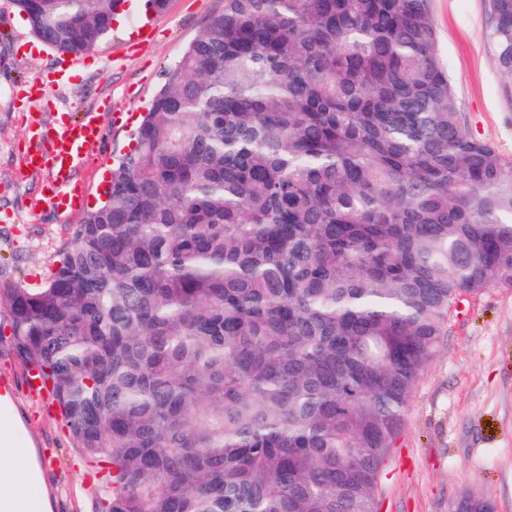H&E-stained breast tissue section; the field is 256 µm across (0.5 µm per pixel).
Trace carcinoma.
Returning a JSON list of instances; mask_svg holds the SVG:
<instances>
[{"label": "carcinoma", "mask_w": 512, "mask_h": 512, "mask_svg": "<svg viewBox=\"0 0 512 512\" xmlns=\"http://www.w3.org/2000/svg\"><path fill=\"white\" fill-rule=\"evenodd\" d=\"M14 2L81 55L120 0ZM164 79L45 281L0 289L18 356L98 512H378L453 304L512 288V162L463 127L429 0H224Z\"/></svg>", "instance_id": "obj_1"}]
</instances>
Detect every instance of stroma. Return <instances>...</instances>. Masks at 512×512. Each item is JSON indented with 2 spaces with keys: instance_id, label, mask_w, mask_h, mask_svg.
Instances as JSON below:
<instances>
[{
  "instance_id": "1",
  "label": "stroma",
  "mask_w": 512,
  "mask_h": 512,
  "mask_svg": "<svg viewBox=\"0 0 512 512\" xmlns=\"http://www.w3.org/2000/svg\"><path fill=\"white\" fill-rule=\"evenodd\" d=\"M223 8L224 0H168L141 37L133 34L140 10L127 11L73 77L30 108L22 103L29 80L53 75L63 57L36 39L13 0H0V87L12 90L0 99V288L46 273L82 218L41 205L48 175L22 171L26 129L53 111L102 110L100 148L74 172L88 207L98 206L164 70ZM430 13L465 129L512 162V77L495 62L487 0H430ZM10 322L0 305V392L10 391L21 420L18 442L37 454L50 512H96L90 470L50 398L29 392ZM466 489L489 497L495 512H512V288L464 296L449 312L381 473L378 510L448 512Z\"/></svg>"
}]
</instances>
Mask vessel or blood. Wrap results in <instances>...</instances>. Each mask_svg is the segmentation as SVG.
<instances>
[{
  "label": "vessel or blood",
  "mask_w": 512,
  "mask_h": 512,
  "mask_svg": "<svg viewBox=\"0 0 512 512\" xmlns=\"http://www.w3.org/2000/svg\"><path fill=\"white\" fill-rule=\"evenodd\" d=\"M101 130L102 113L92 109L78 117L60 114L30 135L24 167L31 173L48 172L44 205L61 213H74L82 208L84 194L73 183L72 168L97 150Z\"/></svg>",
  "instance_id": "obj_1"
}]
</instances>
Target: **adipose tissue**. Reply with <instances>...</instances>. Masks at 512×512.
Returning a JSON list of instances; mask_svg holds the SVG:
<instances>
[{"mask_svg":"<svg viewBox=\"0 0 512 512\" xmlns=\"http://www.w3.org/2000/svg\"><path fill=\"white\" fill-rule=\"evenodd\" d=\"M0 446L13 450L12 465L0 471V512H47L41 469L33 449L16 445L15 433L0 431Z\"/></svg>","mask_w":512,"mask_h":512,"instance_id":"obj_1","label":"adipose tissue"}]
</instances>
